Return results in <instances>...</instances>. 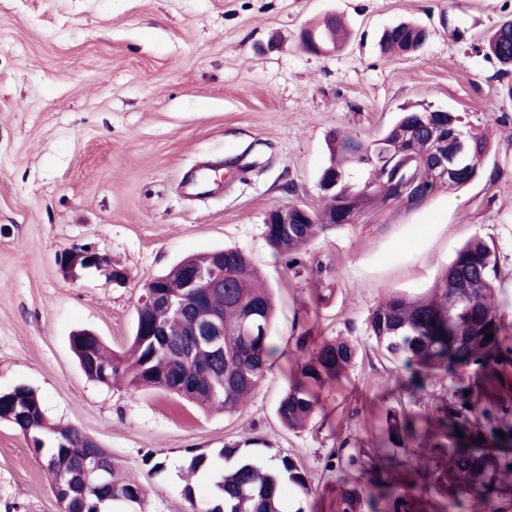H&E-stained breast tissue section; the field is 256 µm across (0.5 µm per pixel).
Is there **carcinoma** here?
Listing matches in <instances>:
<instances>
[{
    "label": "carcinoma",
    "instance_id": "carcinoma-1",
    "mask_svg": "<svg viewBox=\"0 0 512 512\" xmlns=\"http://www.w3.org/2000/svg\"><path fill=\"white\" fill-rule=\"evenodd\" d=\"M342 21L338 16L323 20L317 39L338 46ZM429 32L422 26L400 23L383 30L381 47L405 53L422 46ZM483 50L502 66L512 68V20L502 23L484 42ZM437 112L425 106L402 109L393 126L379 139L366 142L348 133H336L329 145V162L320 177L335 184L324 194L325 205L306 214L294 213L288 224H267L266 238L274 252L296 261L316 237L365 218L376 208L396 204L400 181L392 177L395 167L413 177L417 188L430 198L448 191L438 187L429 166L441 151V136H432L430 120ZM457 131L467 145L461 167L459 190L478 176L490 151L486 134L478 132L457 113H448V131ZM326 217L324 224L320 218ZM497 253L480 238L461 248L453 262L426 297H408L388 291L371 311L368 335L378 349L410 370L407 389L423 391L436 379H450L452 402L441 407L431 423L420 427L410 414L387 410L386 453L393 466L377 475L372 466L358 471L378 487L400 470L419 484H430L444 495L471 493L485 500L508 491L503 475L512 471V440L498 435L509 431L512 409L487 406L464 391L474 392L480 376L507 362L511 349L503 346L502 324L497 312ZM208 307L224 314V358L193 336L188 315L149 308L137 315L136 324L157 327L162 336H133L126 352L114 355L100 341L87 336L71 339L79 365L93 354L99 369L86 377L103 385L122 381L134 390L151 388L174 393L226 414L241 413L251 393L265 380L273 320L270 294L261 282V272L236 248L224 249V287L206 297ZM257 323L256 336L248 341L231 335L244 320ZM492 339H487L488 334ZM297 355L292 363L288 388L281 397L277 415L290 429L303 428L315 415L320 392L328 389L356 357V347L347 340L319 339L303 329L295 336ZM23 408L27 417L12 422L44 453L53 480L72 483L76 497L71 512H110L108 503L123 497L128 509L140 508L145 489L117 476L110 454L81 429L48 420L37 394L20 386L0 396V417ZM462 436H457L456 432ZM429 448L434 457H448V468L425 464L411 447ZM99 456L105 474L101 481L85 480L82 465L91 454ZM218 456L235 463L215 481L216 494L202 512H281L279 487L288 481L308 490L303 467L288 456L266 467L244 455L240 445L226 446ZM375 508L359 481H343L336 497V512H365Z\"/></svg>",
    "mask_w": 512,
    "mask_h": 512
}]
</instances>
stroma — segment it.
Here are the masks:
<instances>
[{"label":"stroma","instance_id":"35a3bbf8","mask_svg":"<svg viewBox=\"0 0 512 512\" xmlns=\"http://www.w3.org/2000/svg\"><path fill=\"white\" fill-rule=\"evenodd\" d=\"M329 14L345 18L349 40L304 51L302 30ZM404 20L426 26L428 42L382 53L381 32ZM507 20L512 0H0V392L28 387L50 422L94 438L145 487L144 512L204 506L213 487L188 475L191 449L210 453L216 471L218 449L246 440L257 459L287 455L307 471L309 493L282 484L285 512H336L340 472L327 462L341 442L375 448L387 410L432 414L450 397L445 381L406 392L408 371L377 349L367 318L383 290L425 294L482 238L497 250L512 347V75L477 49ZM418 104L488 130L483 175L317 237L304 271L275 256L265 217L322 205L330 137L376 139ZM215 167L221 180L196 196L193 182ZM227 246L247 254L276 300L270 371L242 413L83 374L72 334L92 331L124 352L144 284ZM86 249L106 269L66 275L60 256ZM304 322L357 345L358 357L295 432L276 408ZM412 494L421 512H512L507 495L488 504L466 494L450 508L434 491ZM0 512H59L42 457L5 422Z\"/></svg>","mask_w":512,"mask_h":512}]
</instances>
